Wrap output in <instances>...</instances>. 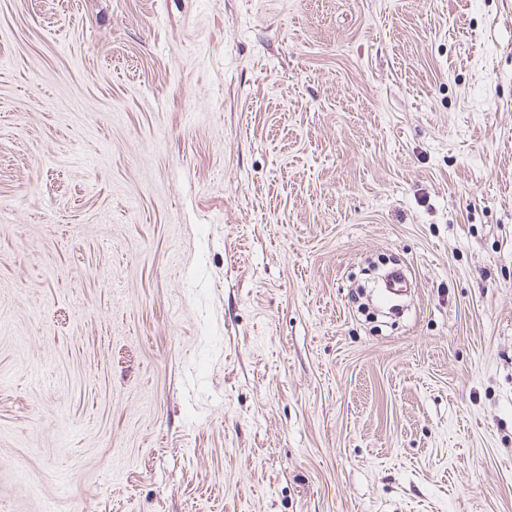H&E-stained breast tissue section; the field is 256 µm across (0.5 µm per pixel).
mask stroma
<instances>
[{
    "label": "stroma",
    "mask_w": 512,
    "mask_h": 512,
    "mask_svg": "<svg viewBox=\"0 0 512 512\" xmlns=\"http://www.w3.org/2000/svg\"><path fill=\"white\" fill-rule=\"evenodd\" d=\"M0 512H512V0H0Z\"/></svg>",
    "instance_id": "stroma-1"
}]
</instances>
